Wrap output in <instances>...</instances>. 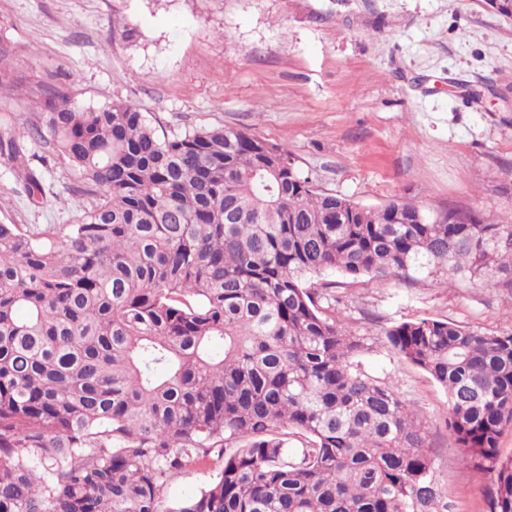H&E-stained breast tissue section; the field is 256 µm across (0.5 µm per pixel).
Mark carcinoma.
Wrapping results in <instances>:
<instances>
[{
	"instance_id": "carcinoma-1",
	"label": "carcinoma",
	"mask_w": 512,
	"mask_h": 512,
	"mask_svg": "<svg viewBox=\"0 0 512 512\" xmlns=\"http://www.w3.org/2000/svg\"><path fill=\"white\" fill-rule=\"evenodd\" d=\"M30 138L95 198L74 224H0V512H448L422 419L354 360L321 303L442 266L511 278L512 225L361 208L246 132L161 136L135 104L59 88ZM393 351L448 396V431L512 512V333L419 318ZM224 457L162 507L170 472Z\"/></svg>"
}]
</instances>
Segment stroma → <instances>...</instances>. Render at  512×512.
<instances>
[{
    "mask_svg": "<svg viewBox=\"0 0 512 512\" xmlns=\"http://www.w3.org/2000/svg\"><path fill=\"white\" fill-rule=\"evenodd\" d=\"M0 137L44 177L29 196L0 156V223L71 224L91 197L28 128L46 85L85 110L121 99L165 135L234 128L285 146L318 189L375 208L406 199L512 225V20L483 0H0ZM334 315L362 338V368L422 418L450 512H488L478 473L446 428L445 392L383 330L417 318L512 331V290L444 270L347 283ZM223 461L169 474L164 506Z\"/></svg>",
    "mask_w": 512,
    "mask_h": 512,
    "instance_id": "35a3bbf8",
    "label": "stroma"
}]
</instances>
